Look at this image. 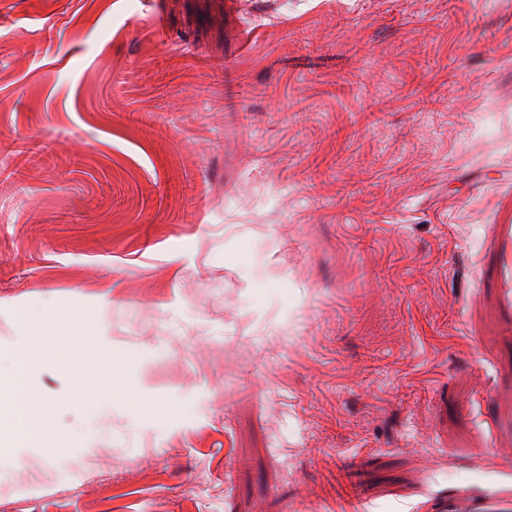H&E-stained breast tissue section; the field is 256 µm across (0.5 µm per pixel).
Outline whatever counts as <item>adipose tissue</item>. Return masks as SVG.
Returning <instances> with one entry per match:
<instances>
[{"label": "adipose tissue", "mask_w": 512, "mask_h": 512, "mask_svg": "<svg viewBox=\"0 0 512 512\" xmlns=\"http://www.w3.org/2000/svg\"><path fill=\"white\" fill-rule=\"evenodd\" d=\"M17 340L11 351L14 373L8 384H0V403H9L13 409L14 427L19 443L48 448L52 441L46 425L60 404L59 399L31 390L30 375L39 367L40 357L55 349L56 333L65 330L70 346L85 356L96 355L111 338L101 317L85 309H73L63 315L38 317L26 310H18L14 319ZM38 345L42 353L34 355L30 347Z\"/></svg>", "instance_id": "obj_1"}]
</instances>
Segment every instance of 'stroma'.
<instances>
[{
    "label": "stroma",
    "instance_id": "stroma-1",
    "mask_svg": "<svg viewBox=\"0 0 512 512\" xmlns=\"http://www.w3.org/2000/svg\"><path fill=\"white\" fill-rule=\"evenodd\" d=\"M19 307L112 343L0 512H512V0H0ZM103 386L104 389L110 393H113L115 396H122L126 398L128 401H130L134 406H140V405H148L151 408L154 409H160L163 410L164 407L160 404L153 402V401H147L145 399V393L143 391H128L123 389L118 385V382L115 378L112 377V366L110 369V372L103 380Z\"/></svg>",
    "mask_w": 512,
    "mask_h": 512
}]
</instances>
